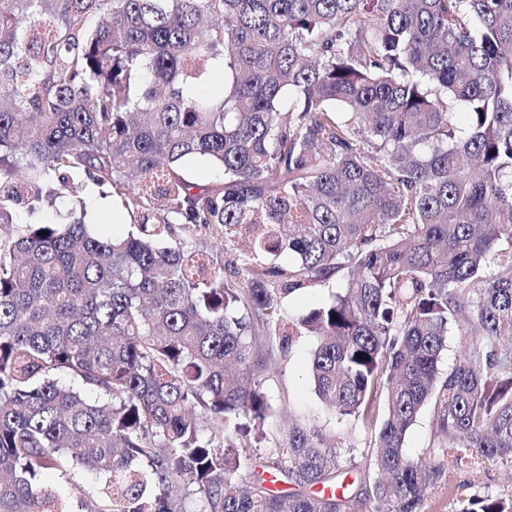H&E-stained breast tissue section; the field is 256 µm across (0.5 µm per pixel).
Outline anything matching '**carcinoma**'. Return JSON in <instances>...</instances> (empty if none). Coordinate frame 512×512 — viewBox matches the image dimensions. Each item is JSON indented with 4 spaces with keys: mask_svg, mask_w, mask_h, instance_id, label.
Masks as SVG:
<instances>
[{
    "mask_svg": "<svg viewBox=\"0 0 512 512\" xmlns=\"http://www.w3.org/2000/svg\"><path fill=\"white\" fill-rule=\"evenodd\" d=\"M197 156L221 188L185 179ZM87 182L140 222L0 236V512H75L47 474L77 470L80 512H421L448 456L512 467V0H0V224ZM305 335L372 473L350 492L345 449L291 421L266 472L295 489L242 488L271 416L255 347ZM335 288H314L302 294L293 296L287 306L295 314H303L310 307L327 302ZM436 421L433 407L427 405L420 411L415 424L406 437V452L412 459L428 456L436 441Z\"/></svg>",
    "mask_w": 512,
    "mask_h": 512,
    "instance_id": "cac0c4a2",
    "label": "carcinoma"
}]
</instances>
